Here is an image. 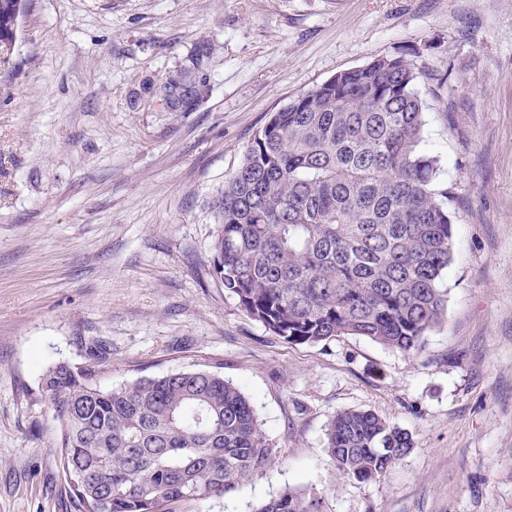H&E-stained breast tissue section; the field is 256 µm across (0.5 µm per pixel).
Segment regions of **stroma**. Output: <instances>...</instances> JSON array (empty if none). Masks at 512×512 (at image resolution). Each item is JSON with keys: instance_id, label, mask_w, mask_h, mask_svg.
Instances as JSON below:
<instances>
[{"instance_id": "35a3bbf8", "label": "stroma", "mask_w": 512, "mask_h": 512, "mask_svg": "<svg viewBox=\"0 0 512 512\" xmlns=\"http://www.w3.org/2000/svg\"><path fill=\"white\" fill-rule=\"evenodd\" d=\"M209 47L188 112L153 91ZM423 75L448 187L447 311L420 352L294 345L212 274L224 183L270 116L381 57ZM106 347V382L207 368L252 401L274 461L173 512H512V0H25L0 55V512H74L39 389ZM411 433L379 478L333 464L337 412ZM254 512H322L320 499L288 488L261 503Z\"/></svg>"}]
</instances>
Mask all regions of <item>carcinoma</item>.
Instances as JSON below:
<instances>
[{"label": "carcinoma", "instance_id": "1", "mask_svg": "<svg viewBox=\"0 0 512 512\" xmlns=\"http://www.w3.org/2000/svg\"><path fill=\"white\" fill-rule=\"evenodd\" d=\"M22 0H0V53ZM192 68L157 89L204 91ZM416 64L382 57L298 96L255 134L225 181L212 273L239 306L291 344L356 336L419 352L447 308L453 252L449 191L424 149ZM94 363H50L41 389L58 422L57 455L74 512H167L221 496L272 449L249 399L217 371L188 369L102 384ZM409 432L364 410L338 413L327 451L344 474L375 479L410 448ZM254 512H322L288 488Z\"/></svg>", "mask_w": 512, "mask_h": 512}]
</instances>
